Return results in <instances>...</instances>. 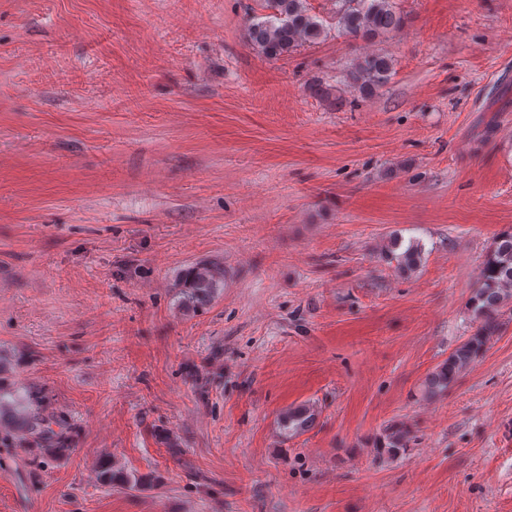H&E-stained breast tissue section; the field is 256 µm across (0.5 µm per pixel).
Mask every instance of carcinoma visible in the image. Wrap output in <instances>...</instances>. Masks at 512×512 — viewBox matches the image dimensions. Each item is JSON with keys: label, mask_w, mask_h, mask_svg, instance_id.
<instances>
[{"label": "carcinoma", "mask_w": 512, "mask_h": 512, "mask_svg": "<svg viewBox=\"0 0 512 512\" xmlns=\"http://www.w3.org/2000/svg\"><path fill=\"white\" fill-rule=\"evenodd\" d=\"M272 10L267 19L249 23V43L269 59H276L306 43H316L324 36L323 24L312 15L307 0H264ZM336 24L338 30L355 39L370 40L382 33L397 29L401 17L393 0H339ZM394 69L393 60L381 54H366L350 72L352 85L364 95H371L384 85ZM422 259V249L409 245L397 256L402 270L416 269ZM224 283V268L213 263H198L179 279L183 288L181 303L187 308L207 304ZM512 290V228L501 232L493 240L487 254L482 283L471 300L473 310L483 320L481 329L462 343L447 360L438 365L428 378L431 392L448 388L457 373L474 364L484 351L490 337L497 330L496 315ZM6 368L0 364V438L14 435L41 444L38 462L50 466L63 459L70 448L60 419L46 410L40 392L28 390L17 393L7 383ZM406 433L387 429L383 445L389 453H398L406 447ZM97 480L106 486L122 484L131 489L139 479L112 466L109 460L99 462Z\"/></svg>", "instance_id": "carcinoma-1"}]
</instances>
